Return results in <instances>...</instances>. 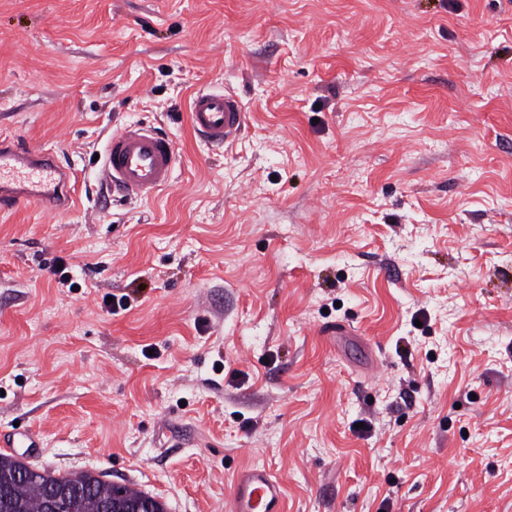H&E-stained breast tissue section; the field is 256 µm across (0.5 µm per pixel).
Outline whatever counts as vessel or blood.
Returning a JSON list of instances; mask_svg holds the SVG:
<instances>
[{
    "label": "vessel or blood",
    "instance_id": "1",
    "mask_svg": "<svg viewBox=\"0 0 512 512\" xmlns=\"http://www.w3.org/2000/svg\"><path fill=\"white\" fill-rule=\"evenodd\" d=\"M245 118L241 99L223 90H199L189 105L193 130L208 144L231 143ZM177 154L168 137L153 127L127 125L110 136L102 180L127 196L166 188ZM73 171L61 164L52 149H32L10 138L0 139V212L33 202L55 212L74 203ZM284 490L267 470L253 466L242 471L234 486L229 512H284Z\"/></svg>",
    "mask_w": 512,
    "mask_h": 512
}]
</instances>
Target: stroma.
Listing matches in <instances>:
<instances>
[{"label": "stroma", "mask_w": 512, "mask_h": 512, "mask_svg": "<svg viewBox=\"0 0 512 512\" xmlns=\"http://www.w3.org/2000/svg\"><path fill=\"white\" fill-rule=\"evenodd\" d=\"M200 89L246 107L226 147ZM130 123L178 155L145 198L99 180ZM1 136L83 199L0 214L26 463L167 512L255 465L285 512H512V0H0ZM245 118L241 99L223 90H198L189 105L193 130L208 144L224 147L240 131Z\"/></svg>", "instance_id": "35a3bbf8"}]
</instances>
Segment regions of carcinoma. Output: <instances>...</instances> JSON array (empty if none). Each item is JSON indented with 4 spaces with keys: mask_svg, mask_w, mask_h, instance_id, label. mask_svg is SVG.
Returning a JSON list of instances; mask_svg holds the SVG:
<instances>
[{
    "mask_svg": "<svg viewBox=\"0 0 512 512\" xmlns=\"http://www.w3.org/2000/svg\"><path fill=\"white\" fill-rule=\"evenodd\" d=\"M28 466L13 454L0 453V512H45V503L55 488L69 485L70 494L61 512H102L110 505L112 512L128 509L146 497V493L126 484L104 480L91 472L57 476L48 469H35L28 477Z\"/></svg>",
    "mask_w": 512,
    "mask_h": 512,
    "instance_id": "cac0c4a2",
    "label": "carcinoma"
}]
</instances>
